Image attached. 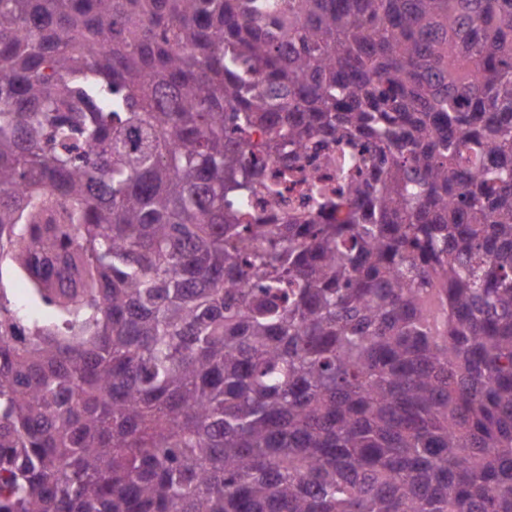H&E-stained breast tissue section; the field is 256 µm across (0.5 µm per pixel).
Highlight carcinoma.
I'll use <instances>...</instances> for the list:
<instances>
[{"instance_id":"carcinoma-1","label":"carcinoma","mask_w":512,"mask_h":512,"mask_svg":"<svg viewBox=\"0 0 512 512\" xmlns=\"http://www.w3.org/2000/svg\"><path fill=\"white\" fill-rule=\"evenodd\" d=\"M3 257L0 512H512V0H0ZM1 283L2 289L6 291L12 303L20 308L21 313L27 320L47 321L53 317L54 311L50 306L43 303H30L28 305L29 296L26 289L18 278L12 275L11 267L7 262H2L1 265Z\"/></svg>"}]
</instances>
